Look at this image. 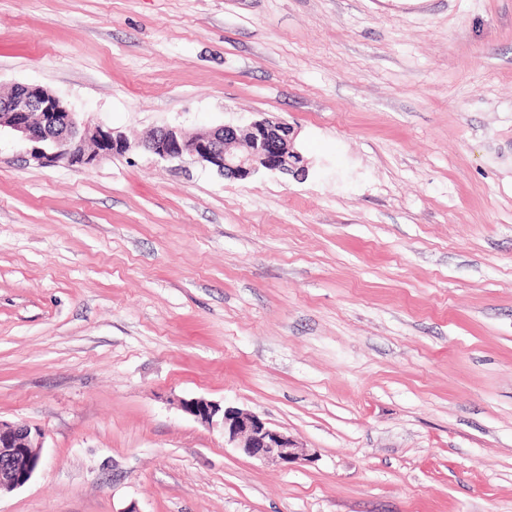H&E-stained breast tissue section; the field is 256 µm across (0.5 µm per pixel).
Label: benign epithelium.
<instances>
[{
	"instance_id": "benign-epithelium-1",
	"label": "benign epithelium",
	"mask_w": 512,
	"mask_h": 512,
	"mask_svg": "<svg viewBox=\"0 0 512 512\" xmlns=\"http://www.w3.org/2000/svg\"><path fill=\"white\" fill-rule=\"evenodd\" d=\"M2 128L26 141L28 160L44 167L63 163L89 168L131 149L125 137L101 125L89 128L58 96L36 85L18 84L0 96ZM294 140V129L287 123L263 118L243 128L225 125L191 136L162 127L141 146L161 160L190 157L226 178L246 179L261 170L286 174L295 169L303 157L294 149ZM180 409L205 426L220 427L224 441L250 458L288 465L307 457L296 439L254 413L205 398L182 399ZM42 448L40 430L24 422L0 420V492L30 480L41 463Z\"/></svg>"
}]
</instances>
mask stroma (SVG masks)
<instances>
[{"label": "stroma", "mask_w": 512, "mask_h": 512, "mask_svg": "<svg viewBox=\"0 0 512 512\" xmlns=\"http://www.w3.org/2000/svg\"><path fill=\"white\" fill-rule=\"evenodd\" d=\"M18 83L136 144L273 116L307 173L0 133V512H512V0H0ZM180 409L197 422L210 427L220 426L224 442L239 448L246 456L285 464L306 460V448L288 434L270 426L260 416L238 408L222 407L205 398L180 400ZM43 438L27 423L0 420V494L30 480L41 463Z\"/></svg>", "instance_id": "1"}]
</instances>
